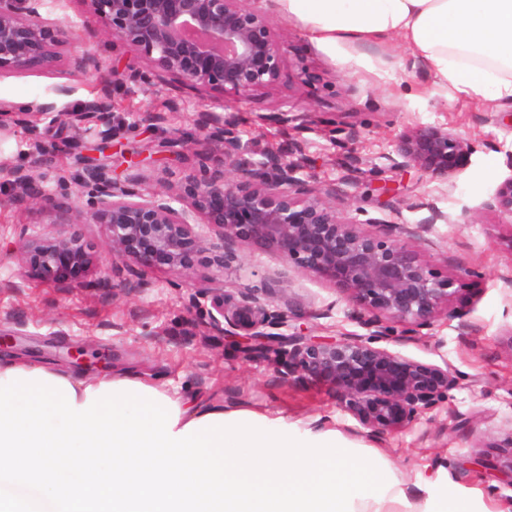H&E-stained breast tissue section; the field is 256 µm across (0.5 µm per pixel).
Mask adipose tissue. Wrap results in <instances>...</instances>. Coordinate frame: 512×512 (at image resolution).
<instances>
[{"instance_id": "ef3b65f1", "label": "adipose tissue", "mask_w": 512, "mask_h": 512, "mask_svg": "<svg viewBox=\"0 0 512 512\" xmlns=\"http://www.w3.org/2000/svg\"><path fill=\"white\" fill-rule=\"evenodd\" d=\"M276 3L366 70L363 47L394 39L439 87L512 102V0ZM202 468L204 492L188 490ZM420 497L421 485L324 433L296 437L133 378L0 362V512H408Z\"/></svg>"}]
</instances>
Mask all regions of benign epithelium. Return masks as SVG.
<instances>
[{"mask_svg":"<svg viewBox=\"0 0 512 512\" xmlns=\"http://www.w3.org/2000/svg\"><path fill=\"white\" fill-rule=\"evenodd\" d=\"M108 21L113 41L139 51L135 61L112 63V83L126 84L137 70H157L182 85L201 89L221 85L243 100L276 80L287 43L278 42L269 26L272 0H90ZM40 0H0V76L23 70L35 58L54 68L70 54L79 72L93 73L103 63L89 50H77L72 26L50 21L39 11ZM56 111L53 102L0 106V128ZM109 104L97 102L86 112H68L73 127H102L99 141L73 175L75 193L87 198L92 220L105 225L106 246L117 259L132 258L149 269L160 262L174 269L188 266L194 250H217V274L205 289L209 329L231 340L249 359L275 356L308 375L328 377L339 404L371 435L382 437L412 425L448 402L460 377L449 368L401 360L383 344L406 343L421 335L448 309L456 280L435 274L415 242L444 218L436 210L416 228L387 225L386 235L365 234L336 216V207L309 196L300 166L267 154L246 166L235 162L240 146L224 117L209 115L205 129L224 135V161L201 166L180 182L144 195L134 180L113 177V126ZM471 144L441 126L422 125L400 135L395 165L418 169L434 178L454 172L452 159ZM13 194L48 210L55 224L76 223L73 202L59 199L25 170L11 179ZM484 208L512 218V177L504 180ZM241 228L252 241L307 272L324 273L367 310H353L363 334L321 339L293 321L290 305L253 288H228L225 261ZM93 245L62 232L20 240V273L33 267L44 274L92 259Z\"/></svg>","mask_w":512,"mask_h":512,"instance_id":"benign-epithelium-1","label":"benign epithelium"}]
</instances>
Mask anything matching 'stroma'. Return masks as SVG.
I'll return each mask as SVG.
<instances>
[{
	"mask_svg": "<svg viewBox=\"0 0 512 512\" xmlns=\"http://www.w3.org/2000/svg\"><path fill=\"white\" fill-rule=\"evenodd\" d=\"M40 12L90 36L89 47L105 67L84 74L64 65L51 72L35 62L0 76V102L53 101L73 111L103 100L121 125L114 143L122 152L177 142L181 159L170 169L148 162L117 166V177L134 179L143 191L223 159V141L199 143L184 135L198 121L199 106L220 103L235 125L239 162L302 141L300 178L356 231L375 234L381 225L417 224L430 210L441 211L442 220L417 248L433 271L456 279L448 307L458 317L437 320L416 340L389 349L424 365L449 366L462 380L441 408L401 431L368 437L326 379L287 373L274 361L246 360L208 332L200 315L201 289L214 273L212 252L192 253L184 269L157 266L144 272L135 260L116 261L102 249L104 225L68 224L65 232L96 245L91 263L75 275L48 278L30 269L18 277L14 253L21 236L42 235L53 226L46 212L15 198L6 185L0 187V328L14 333L16 342L0 355L90 381L93 372L65 357L68 347L83 345L114 356V376L136 378L203 406L249 410L285 423L295 434L336 433L382 456L407 483L428 485L439 496L469 494L488 512H512V450L505 447L512 436V287L505 282L512 275V219L483 208L512 177V106L435 86L424 68L406 65V51L397 42L373 50L374 71H353L339 54L313 41L299 21L278 12L269 24L287 39L288 51L274 84L247 99L237 100L219 85L189 89L160 71L118 89L108 64L137 52L107 36V21L89 0H43ZM63 83L72 92L56 97L53 89ZM145 110L162 113L163 121L132 128ZM287 111L300 113V121L283 122L280 115ZM418 125L448 127L472 144L452 177L434 179L392 165L398 138ZM96 139L92 130H66L54 141V166L35 169L31 139L18 128L0 135V168L33 169L40 185L67 199L73 191L69 175L81 167L77 145ZM475 211L478 223H468L467 214ZM231 252L224 268L227 285L290 298L310 335L359 332L351 317L355 302L328 277L259 248L244 232ZM464 267L476 269V276L461 277ZM482 459L497 462L500 477L486 474L478 465Z\"/></svg>",
	"mask_w": 512,
	"mask_h": 512,
	"instance_id": "1",
	"label": "stroma"
}]
</instances>
